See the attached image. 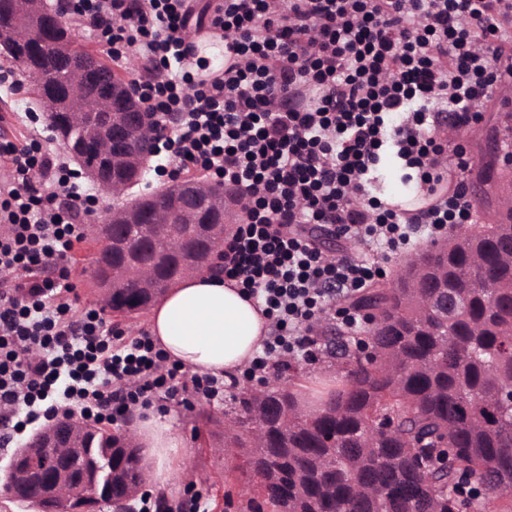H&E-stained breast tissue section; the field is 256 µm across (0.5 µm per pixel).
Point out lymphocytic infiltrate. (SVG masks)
Returning <instances> with one entry per match:
<instances>
[{
    "label": "lymphocytic infiltrate",
    "instance_id": "lymphocytic-infiltrate-1",
    "mask_svg": "<svg viewBox=\"0 0 512 512\" xmlns=\"http://www.w3.org/2000/svg\"><path fill=\"white\" fill-rule=\"evenodd\" d=\"M57 2L113 60L144 61L131 89L146 111L176 118L164 142L176 171L203 168L247 195L223 270L272 321L254 369L280 352L312 356L329 289L353 295L378 273L325 259L316 229L395 253L416 225L438 237L470 220L471 159L436 124L444 113L460 128L480 122L484 101L512 87V0ZM193 27L222 37L223 69L189 43ZM387 149L428 188L456 172L454 191L409 217L382 207L370 189ZM0 160L11 171L0 185V426L21 434L76 411L113 422L188 389L223 397V379L164 367L148 333L116 346L98 313L70 320L64 265L94 197L36 144L1 140Z\"/></svg>",
    "mask_w": 512,
    "mask_h": 512
}]
</instances>
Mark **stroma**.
<instances>
[{
  "label": "stroma",
  "mask_w": 512,
  "mask_h": 512,
  "mask_svg": "<svg viewBox=\"0 0 512 512\" xmlns=\"http://www.w3.org/2000/svg\"><path fill=\"white\" fill-rule=\"evenodd\" d=\"M41 106L37 101L36 84L21 64L14 61L0 50V135L11 140L24 142L30 140L32 134H39L42 149L50 151L54 156H61L62 150L54 139L53 133L46 126L40 114ZM512 113V93L497 91L483 108V119L480 123L463 127L452 132V143L463 144L473 160H481L484 156L488 133L501 126L503 113ZM373 194L376 198L390 200L399 196L409 198L416 196L420 188L417 179L408 178L402 161L396 160L389 164H377L375 171ZM332 257L363 255L371 264L384 270L385 279H392L397 270L407 259V252L389 253L375 245L332 239ZM102 245L90 237H82L76 242L70 254L68 268L70 281L77 294L73 301L70 317L80 321L90 310H101L99 290L95 287L92 272L96 267ZM342 321L337 314H329L322 318L317 328V345L314 359L302 357H276L275 367L266 369L260 374L269 387H277L290 375L292 367L303 371L306 381L313 385H323L336 374V360L325 351V343L331 329L341 327ZM252 384L248 373L238 374L234 385L224 388V396L220 399L207 400L195 393H185L175 399H155V406L168 414L181 433L187 454L175 460L170 469L169 483L172 491L169 499L180 503L192 495H199V512H215V503L224 495L225 487H238L246 477L240 469L239 459L219 453L218 448L224 442L223 430L212 426H202L197 420L200 409H207L215 416H223L233 406L234 396L247 391Z\"/></svg>",
  "instance_id": "obj_1"
}]
</instances>
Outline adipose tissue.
<instances>
[{
	"label": "adipose tissue",
	"instance_id": "obj_1",
	"mask_svg": "<svg viewBox=\"0 0 512 512\" xmlns=\"http://www.w3.org/2000/svg\"><path fill=\"white\" fill-rule=\"evenodd\" d=\"M150 331L168 362L194 373L226 376L250 364L269 321L262 307L233 282L199 272L161 298L150 314ZM134 434L137 444L149 451L150 485L165 489L166 464L186 451L182 437L172 420L160 414L138 419Z\"/></svg>",
	"mask_w": 512,
	"mask_h": 512
}]
</instances>
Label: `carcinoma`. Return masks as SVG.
I'll return each mask as SVG.
<instances>
[{
  "label": "carcinoma",
  "instance_id": "obj_1",
  "mask_svg": "<svg viewBox=\"0 0 512 512\" xmlns=\"http://www.w3.org/2000/svg\"><path fill=\"white\" fill-rule=\"evenodd\" d=\"M19 21L12 0H0V28ZM55 33L63 55L42 56L37 69L62 82L68 68L96 63L65 24ZM105 87L126 109L142 108L102 61L89 73L85 92ZM52 132L70 140L85 165L109 179L124 177L117 157L126 146L101 155L62 114ZM483 168L492 186L507 184L502 194L511 197L512 179L495 161L483 157ZM162 202L173 205L145 196L134 223L105 228L96 278L107 279L111 268L152 266L149 286L127 281L113 289L111 309L118 314L156 303L183 278L188 252L204 259L218 248L211 226L224 213L221 205L203 209L194 224L153 225L151 209ZM437 292L448 295L454 311L446 321L423 305ZM354 306L378 319L367 333L375 355L355 360L348 354L351 337L337 342L330 353L342 360L341 387L322 407L305 412L289 386L235 399L229 421L237 429L224 442L240 449L256 478L241 490L247 512H512V502L503 500L512 491V205L487 224L448 233L420 252L419 264L401 266L391 283L371 286ZM86 439L95 456L112 449L116 471L112 496L101 494L94 503L109 505L141 483V449L127 447L121 434L103 438L92 424ZM444 444L475 487L465 490L456 471L441 465ZM35 453L29 472L58 463L48 443ZM85 469L84 459L71 462L83 494L59 506L61 512H86L94 486Z\"/></svg>",
  "mask_w": 512,
  "mask_h": 512
}]
</instances>
